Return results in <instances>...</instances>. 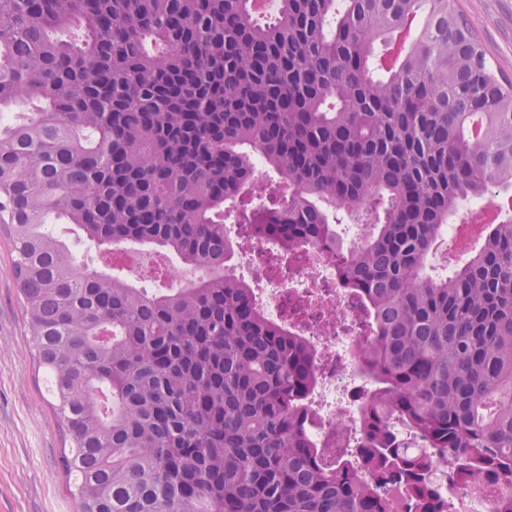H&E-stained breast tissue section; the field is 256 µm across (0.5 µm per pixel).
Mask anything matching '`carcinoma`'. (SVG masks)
I'll return each instance as SVG.
<instances>
[{
    "label": "carcinoma",
    "instance_id": "carcinoma-1",
    "mask_svg": "<svg viewBox=\"0 0 512 512\" xmlns=\"http://www.w3.org/2000/svg\"><path fill=\"white\" fill-rule=\"evenodd\" d=\"M0 0V227L52 381L81 512H437L426 458L512 478V213L442 279L424 273L459 201L512 188V80L451 0ZM288 198L246 219L333 236L318 200L384 215L342 264L376 344L365 460L328 466L305 429L306 343L224 275V203L252 156ZM204 266L148 297L82 269L48 230Z\"/></svg>",
    "mask_w": 512,
    "mask_h": 512
}]
</instances>
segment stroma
<instances>
[{
  "instance_id": "35a3bbf8",
  "label": "stroma",
  "mask_w": 512,
  "mask_h": 512,
  "mask_svg": "<svg viewBox=\"0 0 512 512\" xmlns=\"http://www.w3.org/2000/svg\"><path fill=\"white\" fill-rule=\"evenodd\" d=\"M494 66L512 79V0H453ZM0 230V512H80L61 457L70 443L39 368Z\"/></svg>"
}]
</instances>
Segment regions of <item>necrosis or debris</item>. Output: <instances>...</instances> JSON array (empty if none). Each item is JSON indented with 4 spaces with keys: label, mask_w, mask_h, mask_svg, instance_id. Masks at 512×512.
Instances as JSON below:
<instances>
[{
    "label": "necrosis or debris",
    "mask_w": 512,
    "mask_h": 512,
    "mask_svg": "<svg viewBox=\"0 0 512 512\" xmlns=\"http://www.w3.org/2000/svg\"><path fill=\"white\" fill-rule=\"evenodd\" d=\"M499 200L477 203L459 222L446 225L449 259L465 255L487 225L500 221ZM250 260L254 300L270 321L302 337L312 355L316 382L305 401L307 425L325 461L347 458L362 436V416L374 390L361 374L364 353L375 340L371 314L357 289L339 273L341 251L322 242L291 248L273 240L233 238L224 272L236 277L241 260ZM113 265L134 272L148 294L178 283L192 285L202 271L180 260L147 261L140 249L121 242L112 247ZM433 488L443 489L441 481ZM449 512H497L512 496V483L477 475L443 489Z\"/></svg>",
    "instance_id": "1"
}]
</instances>
